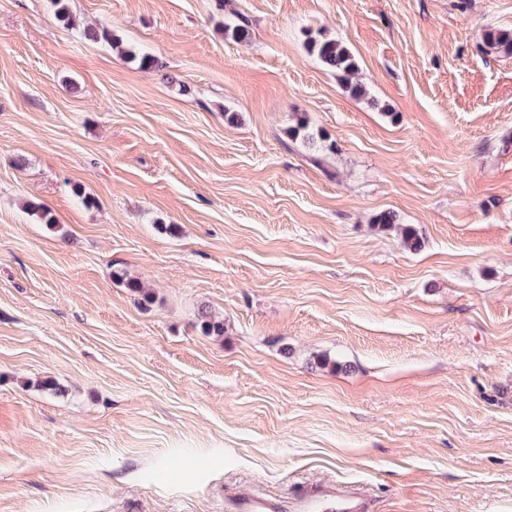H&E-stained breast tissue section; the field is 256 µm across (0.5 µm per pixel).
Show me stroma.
<instances>
[{
	"label": "stroma",
	"instance_id": "35a3bbf8",
	"mask_svg": "<svg viewBox=\"0 0 512 512\" xmlns=\"http://www.w3.org/2000/svg\"><path fill=\"white\" fill-rule=\"evenodd\" d=\"M68 6L0 0V512H512V0ZM84 35L91 40H103L112 44V47L121 48L130 60L136 62L141 69H152L159 66L158 60L148 54L139 55L131 49L122 48L121 39L114 35L107 27L91 29L84 32ZM306 47L325 67L336 73L344 89L351 96L367 97L366 89L355 80L359 65L348 46L318 32V36H308ZM288 135L292 138H300L309 147L318 148L321 151L333 152L335 143L329 141L328 136L322 132H315L310 128L309 122L305 117H300L295 126L288 129ZM300 512H366L368 504L363 497L335 486L326 485L306 490L296 499ZM233 509L239 512H279L281 501L269 497L232 498Z\"/></svg>",
	"mask_w": 512,
	"mask_h": 512
}]
</instances>
